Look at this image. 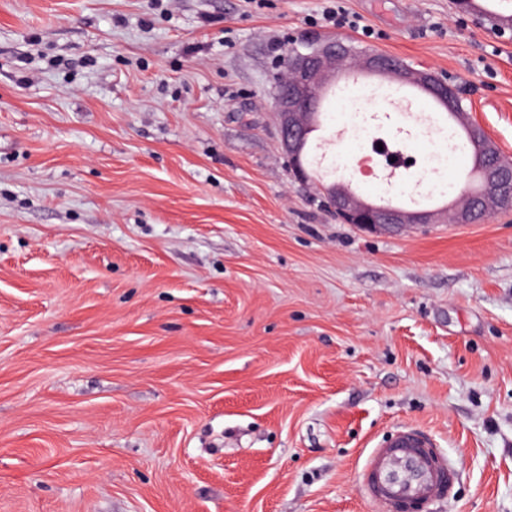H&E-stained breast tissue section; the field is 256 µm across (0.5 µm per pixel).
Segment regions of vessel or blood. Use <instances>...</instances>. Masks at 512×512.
I'll return each instance as SVG.
<instances>
[{
  "instance_id": "vessel-or-blood-1",
  "label": "vessel or blood",
  "mask_w": 512,
  "mask_h": 512,
  "mask_svg": "<svg viewBox=\"0 0 512 512\" xmlns=\"http://www.w3.org/2000/svg\"><path fill=\"white\" fill-rule=\"evenodd\" d=\"M456 480L451 460L408 427L370 449L359 474L361 490L378 512H427L449 500Z\"/></svg>"
}]
</instances>
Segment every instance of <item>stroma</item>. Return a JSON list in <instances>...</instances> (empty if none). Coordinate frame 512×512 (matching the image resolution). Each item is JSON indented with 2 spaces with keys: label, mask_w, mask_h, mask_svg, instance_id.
<instances>
[{
  "label": "stroma",
  "mask_w": 512,
  "mask_h": 512,
  "mask_svg": "<svg viewBox=\"0 0 512 512\" xmlns=\"http://www.w3.org/2000/svg\"><path fill=\"white\" fill-rule=\"evenodd\" d=\"M351 42L452 77L512 157V36L451 0H0V512H377L368 451L457 461L438 512H512V211L336 221L272 116L285 52ZM356 111L437 139L374 78Z\"/></svg>",
  "instance_id": "1"
}]
</instances>
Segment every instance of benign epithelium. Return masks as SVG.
I'll list each match as a JSON object with an SVG mask.
<instances>
[{"label": "benign epithelium", "mask_w": 512, "mask_h": 512, "mask_svg": "<svg viewBox=\"0 0 512 512\" xmlns=\"http://www.w3.org/2000/svg\"><path fill=\"white\" fill-rule=\"evenodd\" d=\"M286 87L274 94L276 135L291 167L302 184L314 180L300 165V157L312 125V107L324 91L335 85L345 69L374 77L390 76L401 85L418 88L437 99L474 147L470 179L461 199L442 207L411 210L378 204L353 188L350 182L316 181L327 207L345 224L379 232L412 224H477L512 206V160L505 157L494 139L463 111L459 86L429 69H418L392 57L366 52L336 39L313 41L303 49L292 48L283 56Z\"/></svg>", "instance_id": "obj_1"}]
</instances>
